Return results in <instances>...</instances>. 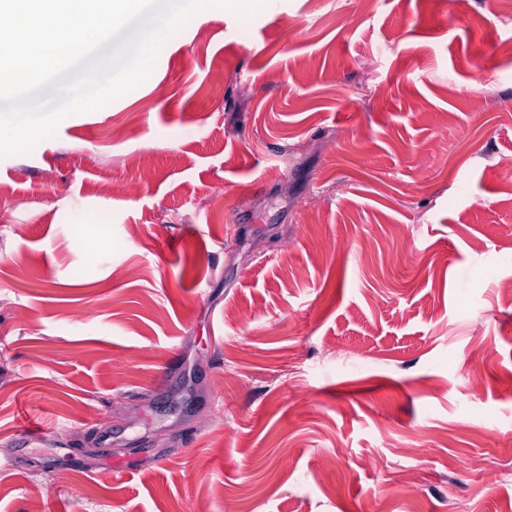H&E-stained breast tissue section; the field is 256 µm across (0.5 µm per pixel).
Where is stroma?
I'll return each instance as SVG.
<instances>
[{"label": "stroma", "mask_w": 512, "mask_h": 512, "mask_svg": "<svg viewBox=\"0 0 512 512\" xmlns=\"http://www.w3.org/2000/svg\"><path fill=\"white\" fill-rule=\"evenodd\" d=\"M509 39L491 0L208 9L0 157V512H512Z\"/></svg>", "instance_id": "35a3bbf8"}]
</instances>
